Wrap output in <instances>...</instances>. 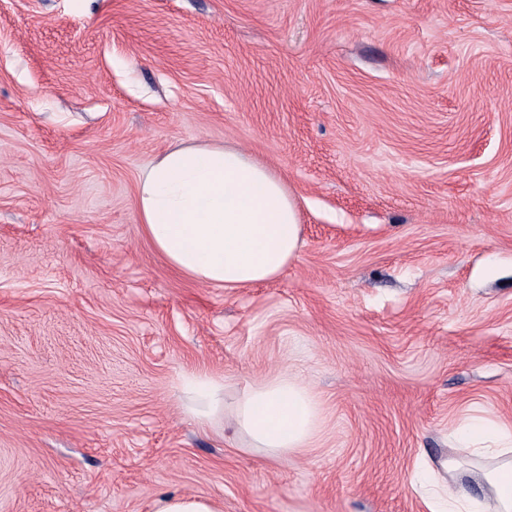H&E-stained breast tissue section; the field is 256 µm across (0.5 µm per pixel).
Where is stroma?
I'll list each match as a JSON object with an SVG mask.
<instances>
[{"mask_svg": "<svg viewBox=\"0 0 512 512\" xmlns=\"http://www.w3.org/2000/svg\"><path fill=\"white\" fill-rule=\"evenodd\" d=\"M197 144L293 193L275 279L148 240L139 178ZM190 372L292 375L320 430L224 438ZM473 415L512 429V0H0V512H430L426 469L488 493ZM500 432L499 426L487 423L480 418H470L463 426V432L459 439L458 451L464 452L469 448L471 441L475 438L489 437ZM155 512H221L208 497L201 495H167L156 503Z\"/></svg>", "mask_w": 512, "mask_h": 512, "instance_id": "35a3bbf8", "label": "stroma"}]
</instances>
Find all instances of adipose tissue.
<instances>
[{
	"instance_id": "adipose-tissue-1",
	"label": "adipose tissue",
	"mask_w": 512,
	"mask_h": 512,
	"mask_svg": "<svg viewBox=\"0 0 512 512\" xmlns=\"http://www.w3.org/2000/svg\"><path fill=\"white\" fill-rule=\"evenodd\" d=\"M140 224L170 265L198 282L239 288L270 280L297 254L300 215L283 178L233 146H179L159 155L138 181ZM183 410L203 425L228 423L253 447L280 453L306 447L319 403L304 384L280 374L250 385L232 420L224 418V382L184 378ZM490 501L465 483L448 490V512H512V459L483 475Z\"/></svg>"
}]
</instances>
